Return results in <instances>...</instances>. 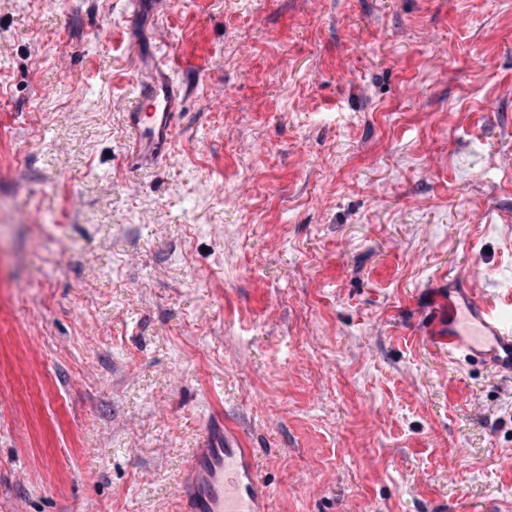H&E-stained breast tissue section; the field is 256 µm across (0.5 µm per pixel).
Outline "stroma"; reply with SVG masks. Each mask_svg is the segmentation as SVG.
Returning a JSON list of instances; mask_svg holds the SVG:
<instances>
[{"mask_svg":"<svg viewBox=\"0 0 512 512\" xmlns=\"http://www.w3.org/2000/svg\"><path fill=\"white\" fill-rule=\"evenodd\" d=\"M452 273L512 306V0H0V512H177L219 422L269 512H512ZM180 64L175 59L153 56L149 76L144 75L142 65L139 66L141 77H136L137 93L123 112L133 162L138 167L162 163L175 139L179 91L170 70Z\"/></svg>","mask_w":512,"mask_h":512,"instance_id":"stroma-1","label":"stroma"}]
</instances>
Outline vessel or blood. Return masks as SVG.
I'll return each instance as SVG.
<instances>
[{"label":"vessel or blood","instance_id":"obj_1","mask_svg":"<svg viewBox=\"0 0 512 512\" xmlns=\"http://www.w3.org/2000/svg\"><path fill=\"white\" fill-rule=\"evenodd\" d=\"M173 60L153 57L147 75L136 80L137 93L123 113L124 128L139 167L162 163L176 136L179 91ZM448 345L512 375V311L476 297L469 288L448 291ZM251 449L223 434L203 436L185 467L180 512H268L269 492L257 475Z\"/></svg>","mask_w":512,"mask_h":512}]
</instances>
